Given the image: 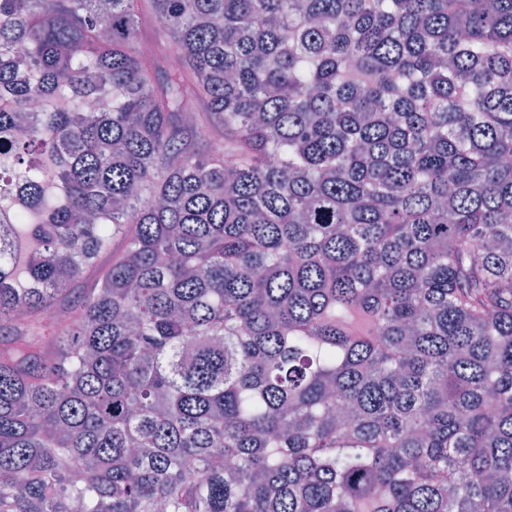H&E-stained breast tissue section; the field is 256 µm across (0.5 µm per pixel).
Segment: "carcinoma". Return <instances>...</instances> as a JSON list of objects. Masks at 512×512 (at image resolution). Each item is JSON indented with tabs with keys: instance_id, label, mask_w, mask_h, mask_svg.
I'll list each match as a JSON object with an SVG mask.
<instances>
[{
	"instance_id": "obj_1",
	"label": "carcinoma",
	"mask_w": 512,
	"mask_h": 512,
	"mask_svg": "<svg viewBox=\"0 0 512 512\" xmlns=\"http://www.w3.org/2000/svg\"><path fill=\"white\" fill-rule=\"evenodd\" d=\"M0 172V512H512V0H0Z\"/></svg>"
}]
</instances>
